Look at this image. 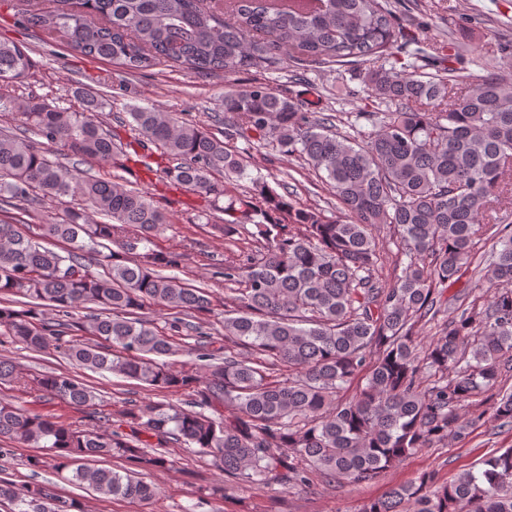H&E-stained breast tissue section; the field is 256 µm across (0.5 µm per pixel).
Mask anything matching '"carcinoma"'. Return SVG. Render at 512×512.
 Returning <instances> with one entry per match:
<instances>
[{
    "instance_id": "1",
    "label": "carcinoma",
    "mask_w": 512,
    "mask_h": 512,
    "mask_svg": "<svg viewBox=\"0 0 512 512\" xmlns=\"http://www.w3.org/2000/svg\"><path fill=\"white\" fill-rule=\"evenodd\" d=\"M24 18L129 72L169 62L234 74L284 55L301 67L362 66L370 97L388 111L356 112L341 131L333 116L305 112L267 84L232 85L224 138L138 107L124 143L99 118L102 97L71 110L19 91L31 61L0 40V116L22 122L18 134L0 130V211L36 195L79 202L39 225V237L70 245L64 255L21 232L23 220L0 219V328L25 349H52L152 394L101 414L94 388L77 376H37L31 390L89 410L94 423L66 425L0 402V459L19 445L41 448L31 466L106 498L149 502L158 489L145 476L171 468L166 448L176 445L212 457L224 479L209 496L222 501L230 490L272 484L301 490L316 476L372 482L420 448L463 440L487 416L512 429V386L502 373L512 362V75L497 65L477 78L452 64L433 73L395 61L369 66L408 37L383 0H51L28 3ZM253 137L318 172L346 219L264 182L236 194L248 157L232 142ZM47 145L74 163L49 158ZM88 162L224 198L228 219L210 228L238 247L217 271L234 302L223 334L192 321L211 313V289L164 273L181 266L182 254L132 256L169 223L166 212L147 190L78 167ZM383 228L396 234L400 257L391 279L382 277ZM487 242L476 294L448 317V282ZM101 248L109 254L93 272L83 256ZM42 306L58 318L43 317ZM151 306L167 312L164 326L145 316ZM80 309L86 314L75 316ZM427 324L435 333L426 341ZM77 332L92 340H74ZM185 347L198 364L178 370L172 358ZM360 375L364 386L342 397ZM179 393V404L166 399ZM97 458L119 465L95 467ZM410 502L415 512H512V448L448 483L424 473L360 512H403ZM1 503L11 512H82L49 484L0 477Z\"/></svg>"
}]
</instances>
